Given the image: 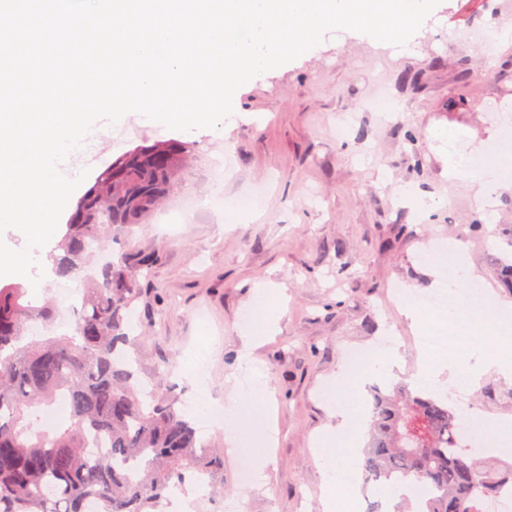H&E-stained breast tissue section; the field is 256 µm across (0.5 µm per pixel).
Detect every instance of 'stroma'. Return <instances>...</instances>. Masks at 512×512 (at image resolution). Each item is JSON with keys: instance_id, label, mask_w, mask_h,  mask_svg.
Instances as JSON below:
<instances>
[{"instance_id": "obj_1", "label": "stroma", "mask_w": 512, "mask_h": 512, "mask_svg": "<svg viewBox=\"0 0 512 512\" xmlns=\"http://www.w3.org/2000/svg\"><path fill=\"white\" fill-rule=\"evenodd\" d=\"M504 21L503 37L463 40L464 32ZM416 74L413 82L404 73ZM392 112L375 111V92ZM356 112L345 136L340 114ZM512 115V0H441L409 51L375 47L352 30L253 79L219 128L176 131L136 117L123 135L89 134L67 158L70 175L94 183L125 151L157 141L190 147L195 161L171 197L136 230L140 249L156 250L148 287L136 306L142 343L165 358L183 401L229 406L230 423L207 432L226 447L221 495L242 512H324V461L312 451L334 408L362 417L368 387L416 388L421 351L394 288L427 293L449 268L424 259L427 247L452 243L465 269L479 273L489 305L512 301L493 272L512 257V190L478 202L462 180H449L440 130L456 132L469 162L505 140ZM221 163L216 177L213 163ZM430 205L425 218L399 206V188ZM260 202L259 215L241 209ZM274 286L280 323L254 348L262 393L245 414L230 402L241 378L242 318L256 286ZM395 336L401 363L367 387L336 382L348 354ZM205 353L201 379L183 373L186 357ZM496 395L484 398L485 387ZM470 411L486 424L512 417V385L484 375L467 387ZM262 461L261 481L244 486L240 456Z\"/></svg>"}]
</instances>
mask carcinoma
<instances>
[{
  "mask_svg": "<svg viewBox=\"0 0 512 512\" xmlns=\"http://www.w3.org/2000/svg\"><path fill=\"white\" fill-rule=\"evenodd\" d=\"M191 162L179 142L135 147L79 198L49 257L58 278L81 279L73 335L29 339V324L52 322L55 305L0 284V512H157L190 475L215 488L224 451L197 443L163 364L144 395L131 323L152 256L126 245ZM114 243L117 257L82 276ZM61 397L68 426L42 428L41 413ZM458 420L430 395L402 387L375 393L370 442L360 451L366 479L412 476L426 512H482L485 499L512 489V473L462 454L452 442Z\"/></svg>",
  "mask_w": 512,
  "mask_h": 512,
  "instance_id": "carcinoma-1",
  "label": "carcinoma"
}]
</instances>
